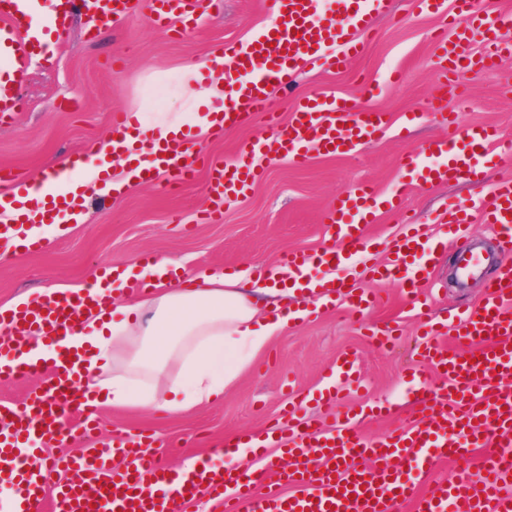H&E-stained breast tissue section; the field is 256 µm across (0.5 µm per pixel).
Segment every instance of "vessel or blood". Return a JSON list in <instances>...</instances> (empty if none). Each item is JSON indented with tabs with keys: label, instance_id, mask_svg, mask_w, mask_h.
Returning a JSON list of instances; mask_svg holds the SVG:
<instances>
[{
	"label": "vessel or blood",
	"instance_id": "vessel-or-blood-1",
	"mask_svg": "<svg viewBox=\"0 0 512 512\" xmlns=\"http://www.w3.org/2000/svg\"><path fill=\"white\" fill-rule=\"evenodd\" d=\"M274 13V26L248 43L225 44V105L212 119L211 134L265 118L268 136L243 142L233 157L212 161L207 167L206 190L210 206L206 219L218 220L223 204L244 195L261 176L264 157L306 165L311 148L335 155L354 153L384 132L389 121L382 112H369L355 101L309 95L295 101L288 123L274 117L271 85L288 86L295 68L313 62L342 70L359 57L371 34L369 21L388 12L391 0H336L333 16L323 17L320 0H265ZM197 0H151L150 25L169 27L173 19L193 18ZM133 0H51L46 15H39L35 0H0V113L14 112L24 103V85L37 44L62 35L77 10L89 23L102 26L133 12ZM512 23L493 0H461L450 19L454 42L440 41L442 58H466L475 27L492 30ZM128 115H112L110 131L119 140L113 151L129 159L138 178L153 180L164 174L176 184L194 174L201 159L192 143L173 138L164 146H129L120 137ZM512 159V141L488 127L449 124L446 136L420 150L406 153L402 165L426 183L449 180L481 186L488 153ZM9 191L0 192V214L16 208V223L0 225V240L18 241L26 253L41 250L43 235L30 232L33 224L47 223L50 215H71L81 210L82 186L44 196L31 194L27 180L9 174ZM399 209L398 195H386L359 183L338 195L326 215L330 246L323 250H292L267 274L286 275L291 287L325 298L328 306L362 313L374 301L359 286V271L399 284L425 328L416 352L414 374L441 371L443 384L422 386L398 434L366 440L351 425L319 432L300 430L294 422L297 402H289L275 427L277 445L284 447L288 464L271 460L251 470L222 472L207 466L178 470L168 461L166 445L153 435L138 433L94 442L92 448L64 456L62 476L47 482L41 471L28 467L32 445L68 447L92 437V418L85 384L74 363L64 358L42 368L25 361L26 339L39 337L46 346L59 343L62 329L74 319L93 313L90 294L71 292L16 306L9 330L0 336V379L46 376V388L19 403L0 407L7 416L10 435L0 440V472L16 480L25 503L21 512H185L186 505L203 494L219 500L223 512H512V181L501 182L491 196L475 195L469 203L448 210L449 226L480 222L496 226L511 247L501 255L503 282L487 289L479 309L464 314L454 345L430 329L420 284L432 250L429 235L410 225L393 239L371 238L367 228L380 205ZM388 254L375 262L377 250ZM334 267L332 280L309 277V268ZM355 358L343 357L330 399L344 386L360 384ZM480 449L482 471L473 475L470 452ZM125 467H116L114 455ZM413 457L420 472L434 470L442 461L456 466L453 478L426 493H418L403 477L399 459Z\"/></svg>",
	"mask_w": 512,
	"mask_h": 512
}]
</instances>
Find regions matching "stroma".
<instances>
[{
  "label": "stroma",
  "mask_w": 512,
  "mask_h": 512,
  "mask_svg": "<svg viewBox=\"0 0 512 512\" xmlns=\"http://www.w3.org/2000/svg\"><path fill=\"white\" fill-rule=\"evenodd\" d=\"M149 8L150 0H139L118 24L92 34L79 20L69 24L63 37L46 41L31 66L25 110L0 118V168L30 180L49 174L60 163L90 154L108 133L114 111L146 107L154 96L163 99L164 111H184L192 93L182 80L184 68L209 59L214 46L247 43L271 21L263 0H200L195 23L185 27L177 21L164 31L148 23ZM453 8L454 0H445L443 10L419 12L409 0H393L388 14L373 17L372 37L348 70L302 66L288 88L271 93V104L285 121L295 99L313 94L350 98L361 107L390 113L397 126L377 143L349 156L316 151L304 167L265 162L262 179L246 196L228 202L223 221L214 224L199 221L208 206L203 168L179 185L161 178L131 186L117 197L91 194L85 221L47 238L40 252H10L0 243V308L31 292L79 287L104 268L149 257L179 261L187 275L276 265L288 250L326 246L324 219L334 198L369 181L382 192H402L401 212H381L368 229L372 237L399 235L408 216L443 244L442 255L421 284V297L442 341L453 342L458 313L476 306L486 285L499 279L496 257L503 244L490 226L479 223L446 235L449 205L468 202L474 186L463 181L422 184L400 159L447 133L448 117L432 113V103L439 98L454 102L461 89L466 102L457 110L460 126H492L512 138V56L483 61L490 40L512 44V26L476 36L470 45L474 66L461 70L458 82L444 85L433 37L443 25L444 11ZM412 113L421 114V121L404 125ZM471 244L493 259L462 286L452 281L451 273L459 253ZM360 286L378 298L365 318L325 309L289 326L219 402L179 413L102 408L98 437L153 433L169 444L177 467L190 456L215 458V445L241 430L269 432L289 398L301 392L313 395L302 406V420L330 427L337 413L353 415L365 408L366 439L394 432L412 402L408 388L418 321L400 285L366 278ZM375 325L394 327L397 341L391 350L368 342V329ZM348 353L357 359L365 388L348 389L335 411L315 395ZM386 406L392 414H383Z\"/></svg>",
  "instance_id": "obj_1"
}]
</instances>
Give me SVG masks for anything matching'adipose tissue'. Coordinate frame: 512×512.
<instances>
[{
    "instance_id": "obj_1",
    "label": "adipose tissue",
    "mask_w": 512,
    "mask_h": 512,
    "mask_svg": "<svg viewBox=\"0 0 512 512\" xmlns=\"http://www.w3.org/2000/svg\"><path fill=\"white\" fill-rule=\"evenodd\" d=\"M145 271L158 286L146 297L112 292L138 278L136 266L90 278L107 301L60 344L85 354L96 406L178 412L213 403L272 339L306 316L305 306L289 305L284 284L243 271H209L187 288L177 287L180 268L169 260Z\"/></svg>"
}]
</instances>
